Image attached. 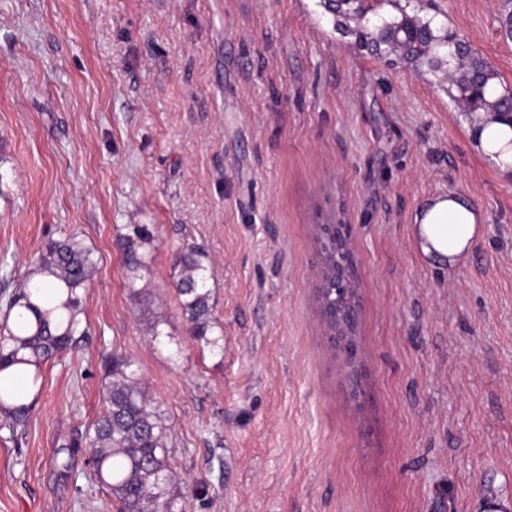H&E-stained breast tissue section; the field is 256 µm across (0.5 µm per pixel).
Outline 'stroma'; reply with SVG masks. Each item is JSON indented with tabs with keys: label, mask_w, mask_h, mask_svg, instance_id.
<instances>
[{
	"label": "stroma",
	"mask_w": 512,
	"mask_h": 512,
	"mask_svg": "<svg viewBox=\"0 0 512 512\" xmlns=\"http://www.w3.org/2000/svg\"><path fill=\"white\" fill-rule=\"evenodd\" d=\"M420 5L512 88L502 0ZM472 128L442 75L358 49L323 0H0V315L48 241L96 262L82 349L0 430V512H113L89 452L58 465L115 353L183 512H512V173ZM443 194L483 216L452 266L412 241ZM328 222L357 264L359 407L316 301ZM188 244L220 352L173 286Z\"/></svg>",
	"instance_id": "obj_1"
}]
</instances>
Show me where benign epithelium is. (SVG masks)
Instances as JSON below:
<instances>
[{
	"mask_svg": "<svg viewBox=\"0 0 512 512\" xmlns=\"http://www.w3.org/2000/svg\"><path fill=\"white\" fill-rule=\"evenodd\" d=\"M338 250L346 256L343 261H336L328 271L334 281L336 293V308H328L326 299H321L323 317L328 332L337 347L344 363V379L353 401L363 402L365 389L359 366L358 321L359 305L356 298V288L353 281L354 264L347 226L335 224Z\"/></svg>",
	"mask_w": 512,
	"mask_h": 512,
	"instance_id": "7a95c632",
	"label": "benign epithelium"
}]
</instances>
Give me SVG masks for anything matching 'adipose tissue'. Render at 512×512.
<instances>
[{"instance_id":"obj_1","label":"adipose tissue","mask_w":512,"mask_h":512,"mask_svg":"<svg viewBox=\"0 0 512 512\" xmlns=\"http://www.w3.org/2000/svg\"><path fill=\"white\" fill-rule=\"evenodd\" d=\"M417 221L425 241L434 243L446 237L452 261L466 252L478 230L475 214L455 199L433 202Z\"/></svg>"}]
</instances>
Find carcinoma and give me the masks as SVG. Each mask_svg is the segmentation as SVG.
Listing matches in <instances>:
<instances>
[{
	"mask_svg": "<svg viewBox=\"0 0 512 512\" xmlns=\"http://www.w3.org/2000/svg\"><path fill=\"white\" fill-rule=\"evenodd\" d=\"M332 2L328 10L335 29L354 36L359 48L397 55L417 69L446 72L448 94L459 111L486 117L473 127L476 144H481L489 125H506L504 114L512 113V89L498 88L496 69L462 37L416 13L408 14L410 4L402 6L400 0H385L398 10L397 16L367 8L364 0ZM94 266L91 250L75 236L49 241L34 273L51 276L56 295H44L42 285L29 277L9 297L6 313L13 316V323L0 324V418L10 431L25 425L29 412L20 379L75 351L83 341L82 290ZM177 266L175 288L192 337L224 351L220 339L208 338L212 304L207 255L188 247L179 252ZM134 365L130 357L111 358L103 414L62 451L71 458L82 448L89 449L93 479L112 495L114 512H181L178 495L171 490L177 479L166 463L168 426L150 405Z\"/></svg>",
	"mask_w": 512,
	"mask_h": 512,
	"instance_id": "carcinoma-1",
	"label": "carcinoma"
}]
</instances>
